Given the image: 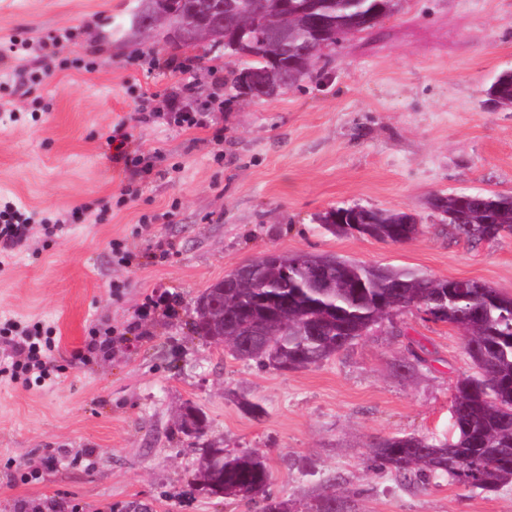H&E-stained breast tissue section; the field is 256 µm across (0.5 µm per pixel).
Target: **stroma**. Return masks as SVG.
<instances>
[{"mask_svg":"<svg viewBox=\"0 0 512 512\" xmlns=\"http://www.w3.org/2000/svg\"><path fill=\"white\" fill-rule=\"evenodd\" d=\"M140 2L0 0V40L63 37L38 90L49 110L0 111V196L63 214L138 190L104 223L56 235L35 225L0 269V320L41 323L58 341L51 381L0 383V512H260L193 486L205 443L263 456L269 491L290 512H318L330 494L345 512H512V484L486 495L445 476L413 483L369 456L395 435L452 437L454 385L475 370L458 329L404 310L288 371L189 329L205 288L269 251L474 279L512 296V236L470 241L428 204L512 194V110L488 95L512 70V0H392L374 28L260 100L236 86L223 50L143 33ZM170 55L188 66L185 105L200 127L161 108ZM145 89L155 109L143 116ZM119 126L143 153L140 173L113 158ZM350 206L413 212L424 232L399 245L326 232L321 216ZM413 352L422 364L402 367ZM187 404L207 418L203 438L179 430Z\"/></svg>","mask_w":512,"mask_h":512,"instance_id":"35a3bbf8","label":"stroma"}]
</instances>
